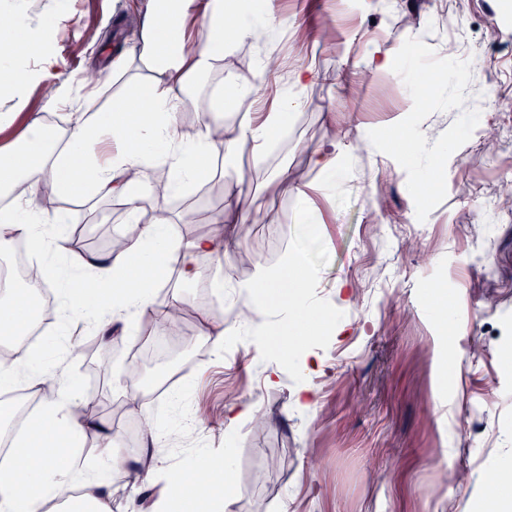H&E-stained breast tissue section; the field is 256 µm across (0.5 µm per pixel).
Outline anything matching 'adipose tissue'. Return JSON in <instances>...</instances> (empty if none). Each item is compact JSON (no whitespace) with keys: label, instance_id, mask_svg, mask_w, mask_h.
Here are the masks:
<instances>
[{"label":"adipose tissue","instance_id":"obj_1","mask_svg":"<svg viewBox=\"0 0 512 512\" xmlns=\"http://www.w3.org/2000/svg\"><path fill=\"white\" fill-rule=\"evenodd\" d=\"M32 0H0V13L12 18L0 29V186L23 179L28 194L51 190L55 195L118 199L134 234L120 248L104 253L75 254L72 237L62 224L47 225L41 210L22 204L20 197L0 196V241L21 239L32 253L47 261L44 284L56 289L65 313L81 311L91 317L98 336L109 337L113 326L131 330L144 315H157L153 293L170 250L181 254L179 275L194 282L207 273L197 256L222 258L239 245L235 227L251 206L234 194L215 216L210 234L182 240L159 201L175 194L184 183L206 184L217 177L209 159L217 151L233 155L249 147L263 154L303 104L300 90L317 79L311 64L293 66L291 81L297 95L281 94L268 112L254 113L235 127L217 120L225 104L252 105L263 99L272 60L258 62L232 88L219 77L224 53L234 40L260 41L278 26L272 7L256 9L252 0H147L136 17L137 47L112 57L104 68L84 70L59 88L57 97L77 111L76 119L60 129L45 125L40 113L25 111L28 91L39 72L56 61L43 48L46 35L59 31L67 17L64 0H49L39 24H31ZM216 77L211 109L198 113L191 127L180 114L194 82ZM110 85L121 88L128 110L104 109L82 114L80 94ZM148 193H140L141 185ZM308 279L294 259L271 267L256 264L252 276L234 285L235 298L223 314L206 313L199 338L223 348L225 331L249 326L259 350L288 347L324 332L341 334L336 322L314 315L304 299ZM26 293L7 283L0 286V334L10 336L19 354L0 361V385L25 377L38 386L47 374L66 373L65 357L45 362L40 353L24 349L22 335L30 314L23 308ZM261 307L292 311L289 334L252 324ZM79 397L61 387L44 395L39 410L13 440L10 460L0 465V512H41L54 503L57 512H112L114 471L125 469L116 434L89 414H78ZM99 430L101 445L95 460L82 456L85 429ZM220 473V484L211 476ZM228 465L195 466L192 473L161 471L155 460H144L134 479L142 486H160L151 512H221L233 485Z\"/></svg>","mask_w":512,"mask_h":512}]
</instances>
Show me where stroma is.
<instances>
[{
	"label": "stroma",
	"instance_id": "stroma-1",
	"mask_svg": "<svg viewBox=\"0 0 512 512\" xmlns=\"http://www.w3.org/2000/svg\"><path fill=\"white\" fill-rule=\"evenodd\" d=\"M70 2L30 111L66 113L57 88L135 44L134 0ZM273 8L280 26L265 44L226 53L225 80L268 55L281 61L271 94L300 60L322 80L304 91L276 149L224 159L223 188L188 187L165 206L193 238L208 233L222 189L248 191L272 221L242 226L244 254L269 266L293 256L308 300L347 330L300 345L318 364L311 373L245 334L228 357L194 338L169 350L183 374L157 403L168 427L153 454L170 469L230 462L224 512H479L487 466L512 459V200L502 196L512 187V0H399L391 14L375 0ZM461 26L483 58L472 72L448 56ZM376 48L389 68L368 69ZM471 114L483 134L467 139ZM403 132L418 142L413 155L398 147ZM318 150L336 156L335 170L312 169ZM283 168L284 186L274 180ZM58 209L80 225L82 252L106 251L130 229L114 200ZM164 278L155 304L215 309L207 282ZM130 342L116 332L67 361L69 382L98 399L94 417L118 432L139 423L123 375L129 360L146 359ZM272 370L279 381L269 386ZM306 386L315 398L303 410L296 393ZM233 396L251 412L228 431Z\"/></svg>",
	"mask_w": 512,
	"mask_h": 512
}]
</instances>
